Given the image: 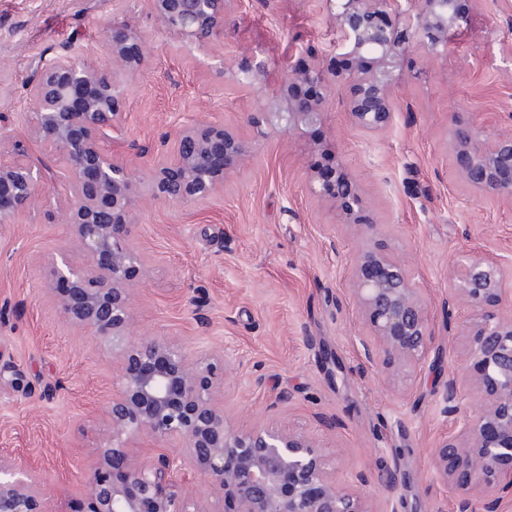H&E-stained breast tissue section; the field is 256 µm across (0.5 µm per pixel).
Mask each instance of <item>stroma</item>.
<instances>
[{"label":"stroma","instance_id":"obj_1","mask_svg":"<svg viewBox=\"0 0 512 512\" xmlns=\"http://www.w3.org/2000/svg\"><path fill=\"white\" fill-rule=\"evenodd\" d=\"M123 21L144 56L121 77L129 148L117 160L146 174L171 153L176 131L202 122L224 123L247 151L222 188L191 204L154 198L141 179L130 232L150 276L135 291L138 332L190 354L230 355L224 399L232 423L299 425L335 449L345 478L368 476L373 512H459L460 497L432 462L454 428L448 373L476 369L462 339L446 336L471 313L449 302L448 274L467 254L512 261V198L477 194L460 179L452 132L475 127L512 138V0H472L442 57L410 44L384 131L359 130L346 88L332 91L330 140L366 201L370 235L311 195L320 147L251 121L298 61L332 55L336 27L324 0H236L222 34L203 45L169 39L151 0H0L5 132L51 175L39 221L20 214L0 223V457L43 479L51 512H76L106 438L116 365L111 347L74 326L48 290L50 258L68 239L59 218L69 205L67 172L61 157L28 139L26 85L39 61L68 52L109 68L107 38ZM244 56L264 65L251 84L224 73ZM374 243L404 258L442 345L408 383L368 367L359 341L349 280L356 253ZM396 469L406 482L386 491Z\"/></svg>","mask_w":512,"mask_h":512}]
</instances>
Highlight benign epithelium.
<instances>
[{"instance_id": "7a95c632", "label": "benign epithelium", "mask_w": 512, "mask_h": 512, "mask_svg": "<svg viewBox=\"0 0 512 512\" xmlns=\"http://www.w3.org/2000/svg\"><path fill=\"white\" fill-rule=\"evenodd\" d=\"M235 0H152L157 21L175 41L204 44L223 27ZM465 0H326L336 25V55L291 71L275 102L259 116L290 136L307 139L328 122L327 101L340 82L350 114L368 133L393 119L400 57L420 40L431 57L448 49L451 29L466 19ZM112 67L87 65L63 55L41 62L26 86L37 107L30 136L67 164L72 204L61 217L69 237L54 265L50 291L77 326L112 346L117 389L104 415L108 435L96 449L82 487L80 512H198L175 491L192 469L206 478L203 512H373L367 480L340 478L330 454L298 427L271 420L236 427L216 396L231 369L224 358L190 357L170 342L135 333V281L149 275L130 242L139 202L140 174L114 158L125 141V88L117 71L133 72L142 58L139 38L125 22L112 26ZM263 65L243 57L228 68L251 83ZM459 175L484 196L512 198V139L479 128L453 135ZM245 156L224 125L181 129L174 154L150 171L154 195L189 204L209 197ZM312 175V194L337 208L348 224L373 228L360 190L336 155ZM48 169L34 165L21 142L0 136V223L32 215L47 186ZM350 294L364 316L361 343L370 367L410 374L437 344L428 303L399 254L377 244L353 260ZM464 299L471 318L448 335L464 338L465 357L478 371L448 373L445 400L454 430L434 448L439 478L451 483L462 504L480 495L482 512H499L512 495V269L474 254L465 272L448 275V301ZM136 439L176 440L148 459L127 446ZM50 497L37 474L0 458V512H49Z\"/></svg>"}]
</instances>
